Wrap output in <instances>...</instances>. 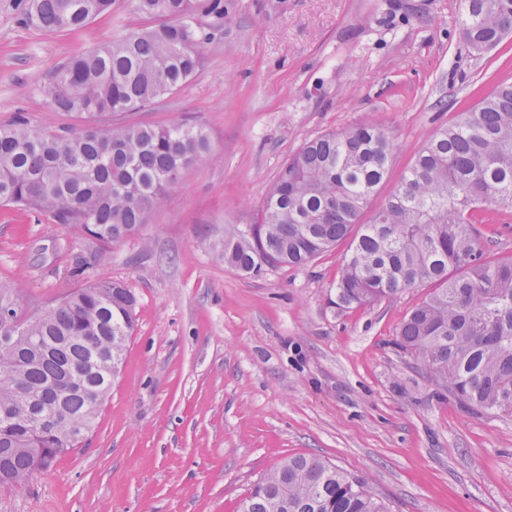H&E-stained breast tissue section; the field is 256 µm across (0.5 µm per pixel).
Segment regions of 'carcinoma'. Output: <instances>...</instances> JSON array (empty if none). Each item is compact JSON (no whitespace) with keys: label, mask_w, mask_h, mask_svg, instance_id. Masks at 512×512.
Here are the masks:
<instances>
[{"label":"carcinoma","mask_w":512,"mask_h":512,"mask_svg":"<svg viewBox=\"0 0 512 512\" xmlns=\"http://www.w3.org/2000/svg\"><path fill=\"white\" fill-rule=\"evenodd\" d=\"M162 23L127 30L73 55L42 87L78 125L38 132L19 114L0 126V203L51 214L101 245L146 222L182 171L209 153L207 135L185 124L115 126L107 116L149 108L182 88L201 50L224 27V0H134ZM114 0H20L25 20L49 33L76 31L111 11ZM211 18L207 26L197 14ZM461 33L483 53L512 33V0H461ZM390 137L363 120L305 143L281 167L248 235L224 239V265L254 273L268 264L305 265L345 239L385 182ZM512 208V82L479 97L428 140L398 187L352 241L336 284V305H365L427 288L397 346L427 377L472 410L512 413V258L490 259L478 224L486 207ZM134 294L119 282L79 288L23 316L12 350L0 348V485L32 475L37 449L46 468L94 427L135 329ZM81 336L80 342L70 340ZM52 423L30 432L12 385L35 391L65 373ZM241 512H387L368 482L328 462L291 456L257 480Z\"/></svg>","instance_id":"obj_1"}]
</instances>
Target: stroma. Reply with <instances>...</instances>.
I'll return each mask as SVG.
<instances>
[{"instance_id":"35a3bbf8","label":"stroma","mask_w":512,"mask_h":512,"mask_svg":"<svg viewBox=\"0 0 512 512\" xmlns=\"http://www.w3.org/2000/svg\"><path fill=\"white\" fill-rule=\"evenodd\" d=\"M224 29L177 92L119 125L202 126L210 153L146 224L96 259L94 240L0 205V283L22 307L99 281L136 295L119 377L80 449L0 512H239L294 455L366 479L388 512H512V413L463 407L395 344L428 291L340 308L348 241L302 267L224 266L215 242L248 231L306 141L367 119L396 150L381 205L416 153L475 93L512 81V37L475 55L459 0H224ZM132 0L78 31L26 23L0 0V124L58 132L41 93L77 51L149 27Z\"/></svg>"}]
</instances>
